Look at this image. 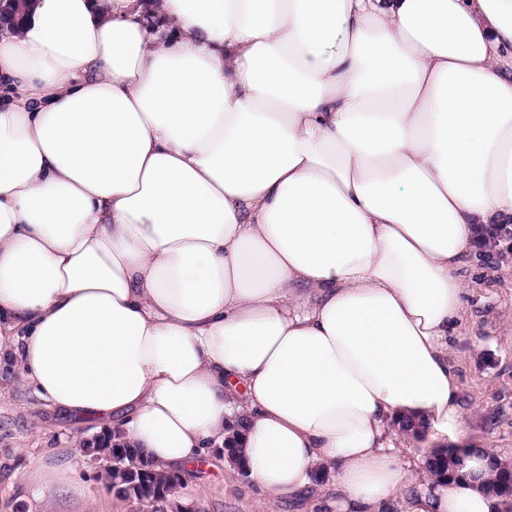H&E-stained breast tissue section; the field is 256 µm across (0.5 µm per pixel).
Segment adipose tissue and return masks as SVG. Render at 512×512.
Segmentation results:
<instances>
[{
  "label": "adipose tissue",
  "mask_w": 512,
  "mask_h": 512,
  "mask_svg": "<svg viewBox=\"0 0 512 512\" xmlns=\"http://www.w3.org/2000/svg\"><path fill=\"white\" fill-rule=\"evenodd\" d=\"M512 223V0H35L0 30V354L261 512H496L448 334ZM467 450V477L413 457Z\"/></svg>",
  "instance_id": "adipose-tissue-1"
}]
</instances>
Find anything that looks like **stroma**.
I'll list each match as a JSON object with an SVG mask.
<instances>
[{
	"label": "stroma",
	"instance_id": "obj_1",
	"mask_svg": "<svg viewBox=\"0 0 512 512\" xmlns=\"http://www.w3.org/2000/svg\"><path fill=\"white\" fill-rule=\"evenodd\" d=\"M464 315L448 338L458 400L476 446L512 461V255L494 256L471 273ZM87 422L52 408L0 358V512H139L109 491L101 462L82 455ZM71 460L72 487L30 484L38 468ZM176 498L199 512H257L248 479L228 475L221 459L197 463Z\"/></svg>",
	"mask_w": 512,
	"mask_h": 512
}]
</instances>
